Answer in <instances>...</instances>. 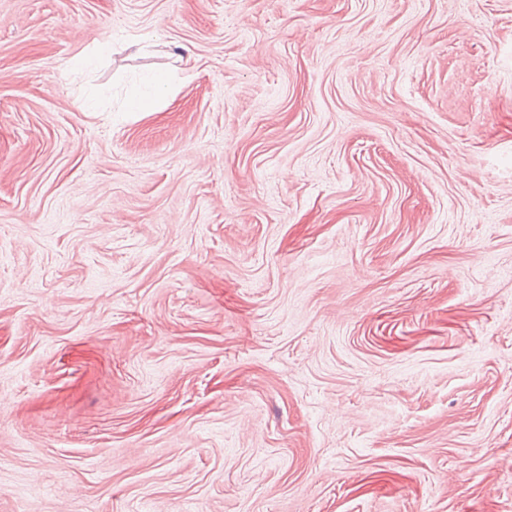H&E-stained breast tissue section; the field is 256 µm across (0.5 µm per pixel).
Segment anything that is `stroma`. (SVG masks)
Wrapping results in <instances>:
<instances>
[{
    "label": "stroma",
    "instance_id": "stroma-1",
    "mask_svg": "<svg viewBox=\"0 0 512 512\" xmlns=\"http://www.w3.org/2000/svg\"><path fill=\"white\" fill-rule=\"evenodd\" d=\"M0 512H512V0H0Z\"/></svg>",
    "mask_w": 512,
    "mask_h": 512
}]
</instances>
